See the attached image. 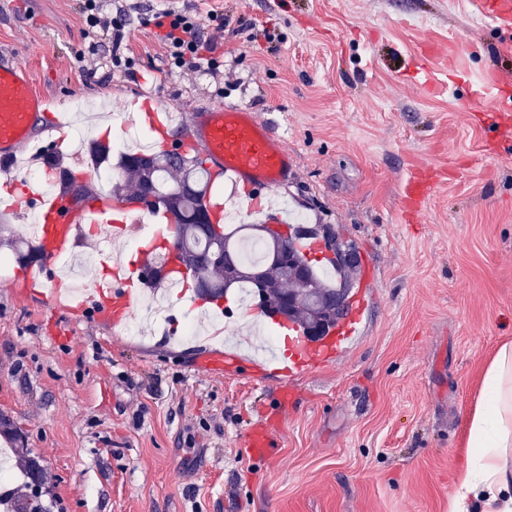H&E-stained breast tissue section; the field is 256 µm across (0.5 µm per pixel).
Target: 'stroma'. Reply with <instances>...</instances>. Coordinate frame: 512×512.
<instances>
[{
    "mask_svg": "<svg viewBox=\"0 0 512 512\" xmlns=\"http://www.w3.org/2000/svg\"><path fill=\"white\" fill-rule=\"evenodd\" d=\"M84 0H0V53L28 71L52 112L71 99L136 129L134 102L176 114L235 104L269 123L296 159L267 202L337 229L374 267L378 300L342 359L296 383L200 367L224 342L182 333L188 298L171 293L143 335L112 334L87 313L50 312L39 277L0 215V415L22 425L47 476L51 512H448L468 454L469 416L498 348L512 342V147L495 117L470 111L471 81L512 97V19L482 0H175L232 21L224 70L172 69L153 31L131 25V69L85 22ZM463 43L425 86L419 47ZM70 129L44 121L26 154L71 167ZM440 171L414 220L400 189L415 164ZM223 313L239 347L267 345L235 292ZM274 454H248L262 412Z\"/></svg>",
    "mask_w": 512,
    "mask_h": 512,
    "instance_id": "obj_1",
    "label": "stroma"
}]
</instances>
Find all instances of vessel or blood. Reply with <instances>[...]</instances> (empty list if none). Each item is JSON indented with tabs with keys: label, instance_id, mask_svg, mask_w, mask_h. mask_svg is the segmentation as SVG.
Instances as JSON below:
<instances>
[{
	"label": "vessel or blood",
	"instance_id": "obj_1",
	"mask_svg": "<svg viewBox=\"0 0 512 512\" xmlns=\"http://www.w3.org/2000/svg\"><path fill=\"white\" fill-rule=\"evenodd\" d=\"M469 101L478 112H512L511 101L494 97L481 86L472 87ZM47 110L45 99L36 92L22 65L0 56L1 180L16 181L17 165L22 160L20 151ZM136 114L144 118L151 133L169 139L171 115L156 95L148 94L138 100ZM182 146L201 151L213 181L220 186L219 193L208 204L212 216L220 218L228 210L236 209L248 215H264L270 224L287 223L286 214L267 206L264 198L267 193L288 185L294 174L295 159L256 113L230 104H218L194 113ZM430 189L428 181L409 182L401 190V205L420 207ZM134 219V213L113 206L107 196L98 194L91 202L77 203L59 188L41 196L37 221L28 225L27 230L38 241L44 256L55 262L72 253L82 225L98 223L102 236L116 243L134 229ZM104 263L107 277L88 281L78 305L117 333L132 315L138 292L126 276L129 261L125 255L107 253ZM363 278L342 319L323 339L308 340L299 327L291 325L285 334L286 357L272 354L246 358L228 346L223 353L208 358L207 366L229 373L245 366L255 377L267 374L280 377L282 398H293L297 378L337 360L359 334L373 297L371 267H364ZM245 445L256 457L269 456L273 451L272 438L262 426L248 431Z\"/></svg>",
	"mask_w": 512,
	"mask_h": 512
}]
</instances>
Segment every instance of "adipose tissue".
Here are the masks:
<instances>
[{
	"mask_svg": "<svg viewBox=\"0 0 512 512\" xmlns=\"http://www.w3.org/2000/svg\"><path fill=\"white\" fill-rule=\"evenodd\" d=\"M448 512H512V344L484 376V401L469 422V461L456 476Z\"/></svg>",
	"mask_w": 512,
	"mask_h": 512,
	"instance_id": "1",
	"label": "adipose tissue"
}]
</instances>
